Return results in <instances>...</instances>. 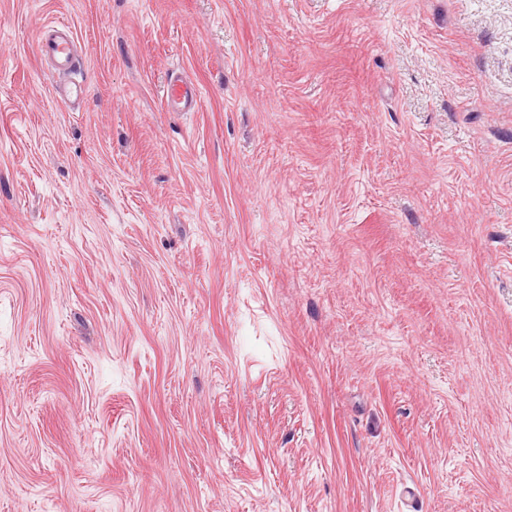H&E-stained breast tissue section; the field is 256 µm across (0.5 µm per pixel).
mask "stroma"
Wrapping results in <instances>:
<instances>
[{"instance_id": "obj_1", "label": "stroma", "mask_w": 512, "mask_h": 512, "mask_svg": "<svg viewBox=\"0 0 512 512\" xmlns=\"http://www.w3.org/2000/svg\"><path fill=\"white\" fill-rule=\"evenodd\" d=\"M0 512H512V0H0ZM38 50L45 61H50L58 77L71 76L81 68L74 37L67 25L43 28L38 37ZM161 93L170 112H194L201 99L199 87L180 72L167 76Z\"/></svg>"}]
</instances>
